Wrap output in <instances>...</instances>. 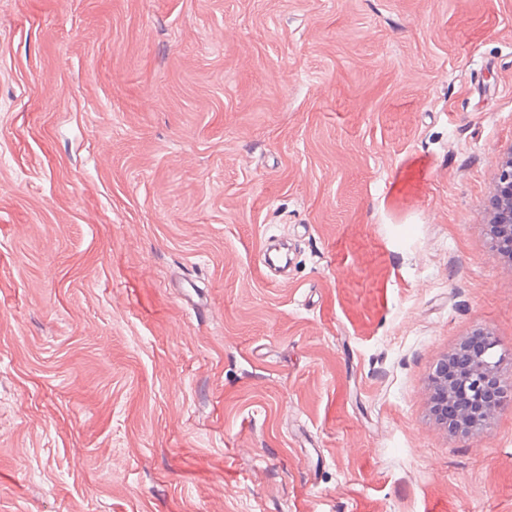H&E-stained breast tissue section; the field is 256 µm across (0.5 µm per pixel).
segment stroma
<instances>
[{
  "label": "stroma",
  "instance_id": "35a3bbf8",
  "mask_svg": "<svg viewBox=\"0 0 512 512\" xmlns=\"http://www.w3.org/2000/svg\"><path fill=\"white\" fill-rule=\"evenodd\" d=\"M511 151L512 0H0V512H512ZM488 230L495 252L512 259V151L502 162ZM507 243L511 248H505ZM478 340L483 341L484 348L476 355ZM464 358L470 361L460 367ZM503 362L497 339L485 327L477 328L446 352L427 381L428 408L434 424L454 436L483 433L512 398V378H503Z\"/></svg>",
  "mask_w": 512,
  "mask_h": 512
}]
</instances>
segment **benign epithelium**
I'll return each instance as SVG.
<instances>
[{
    "instance_id": "7a95c632",
    "label": "benign epithelium",
    "mask_w": 512,
    "mask_h": 512,
    "mask_svg": "<svg viewBox=\"0 0 512 512\" xmlns=\"http://www.w3.org/2000/svg\"><path fill=\"white\" fill-rule=\"evenodd\" d=\"M496 254L512 259V153L502 162L488 224ZM504 356L494 334L477 328L434 365L428 376V408L434 424L454 436L483 433L505 402L512 378L502 375Z\"/></svg>"
}]
</instances>
